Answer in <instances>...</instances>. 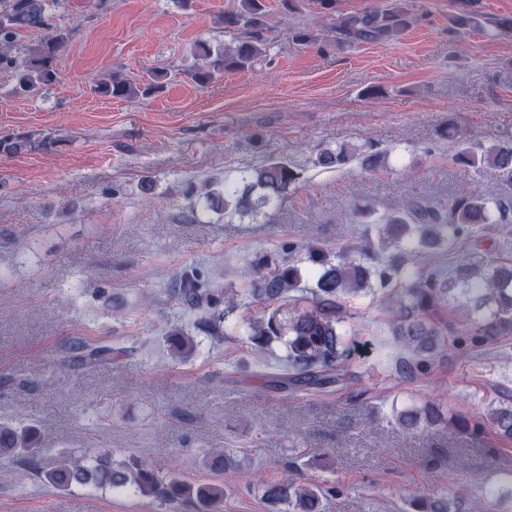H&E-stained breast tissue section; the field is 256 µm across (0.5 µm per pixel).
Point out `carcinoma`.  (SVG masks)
<instances>
[{
  "label": "carcinoma",
  "instance_id": "obj_1",
  "mask_svg": "<svg viewBox=\"0 0 512 512\" xmlns=\"http://www.w3.org/2000/svg\"><path fill=\"white\" fill-rule=\"evenodd\" d=\"M45 0H0V61L13 69L15 92L32 96L57 81L54 66L57 53L69 34L49 31ZM263 0H238L235 9L224 14V28L240 32L228 45L212 48L197 45L203 64L190 79L204 86L217 72L251 68L266 54L263 37ZM414 22L409 0H384L333 19L331 31L336 43L357 47L363 43L386 41L407 30ZM44 29L40 44L32 52L16 50V38L23 31ZM162 74L156 72L141 87L126 80L98 85L96 91L108 97L136 99L141 93L159 88ZM455 163L473 169L489 166L499 172L500 193L488 198L480 193L448 201L408 198L402 207L383 215L377 242L366 239L334 252L314 244L288 241L281 245L278 260L252 262L241 275L251 281V304L263 309L249 320L247 336L262 354H283L275 358L274 373L263 378L273 388L325 391L347 384L343 361L346 337L356 335L355 314L347 299L360 295H380L392 336L408 353L401 367L426 372L448 350V325L436 320L456 297H463L461 312L479 314V336H497L512 331V259H490L475 247L464 250L446 267L419 265L414 258L460 242H476L488 224H504L512 214V142L471 146L460 143L452 156ZM373 173L393 169L390 152L372 150L364 144L342 143L319 150L314 165L340 170L351 163ZM299 179L292 163L263 162L224 180V191L200 189L190 192L205 209H221L229 218L257 220L268 216L287 197ZM312 285H307V282ZM182 288L175 292L179 303L196 311L200 322L214 335L240 303L235 294L201 288L194 275L184 274ZM168 342L175 358H186L196 343L183 329L174 327ZM73 362L85 371L118 361L126 350L109 343L77 340ZM395 421L403 432L443 429L464 436L490 433L512 441V404L490 409L476 420L447 411L434 402L410 405L396 412ZM40 432L33 427L0 424V459L16 460L43 484L59 491L74 487L111 489L130 496L150 497L170 505L190 503L197 512H221L224 484L194 482L172 471L162 474L148 459L120 462L88 448L79 454L62 451L54 466L42 467ZM206 467L225 476L236 470L233 453L216 448L209 453ZM328 491L309 483L298 485L283 480L262 483V497L272 506L284 505L289 512H322ZM417 512H448V497L422 496L412 502Z\"/></svg>",
  "mask_w": 512,
  "mask_h": 512
}]
</instances>
